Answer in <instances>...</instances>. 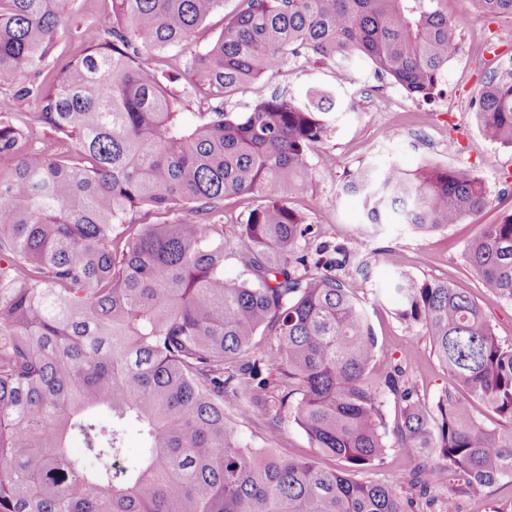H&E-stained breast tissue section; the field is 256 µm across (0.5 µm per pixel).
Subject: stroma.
I'll return each mask as SVG.
<instances>
[{
    "label": "stroma",
    "mask_w": 512,
    "mask_h": 512,
    "mask_svg": "<svg viewBox=\"0 0 512 512\" xmlns=\"http://www.w3.org/2000/svg\"><path fill=\"white\" fill-rule=\"evenodd\" d=\"M440 10L461 24L460 50L428 99L409 95L390 77L377 73L360 59L321 62L310 67L288 63L228 98L224 109L242 112L256 100L287 92L304 98L308 89L325 91L335 106L325 116L326 137L308 156L310 186L297 207L317 224L326 238L351 245L367 237L369 266L365 298L369 323L377 339L375 370L407 362L410 377L429 402H437L448 384V373L419 329L398 322V307L388 286L404 271L419 280L448 279L468 292L504 336H512V303L488 295L466 260L468 241L512 213V183L503 173L512 167V147L486 139L476 118L478 92L497 67L474 56L479 39L512 40V18L484 17L471 0H440ZM398 95L396 128L386 129L381 115L367 109L366 101H386ZM427 164H453L470 168L482 181L488 208L464 223L422 233L405 224H369L360 197L346 194L343 185L363 170L397 166L413 171ZM280 422L277 436L267 424L254 420L240 424L239 433L254 447L277 449L288 458L315 453L307 436L291 416L290 407L273 406Z\"/></svg>",
    "instance_id": "1"
}]
</instances>
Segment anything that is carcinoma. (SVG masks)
Returning <instances> with one entry per match:
<instances>
[{
    "label": "carcinoma",
    "mask_w": 512,
    "mask_h": 512,
    "mask_svg": "<svg viewBox=\"0 0 512 512\" xmlns=\"http://www.w3.org/2000/svg\"><path fill=\"white\" fill-rule=\"evenodd\" d=\"M67 2L0 0V88L13 89L0 98V512H409L401 485L420 512H461L512 485V336L466 291L394 279L396 319L448 371L436 406L398 364L370 382L367 269L350 271L365 250L323 238L294 205L328 96L273 94L191 123L185 91L142 63L182 51L190 88L224 98L293 58H359L427 99L460 41L439 0H239L217 36L224 0H112V24L77 22L81 54L57 61ZM472 3L512 16V0ZM26 98L36 111H15ZM477 119L512 147V77L483 82ZM344 190L369 223L421 231L488 205L457 165L390 166ZM242 196L256 204L229 214ZM228 254L247 278L224 279ZM466 257L512 302V214ZM270 374L279 404L299 396L294 421L318 453L367 471L409 448L414 465L384 484L251 447L226 409L274 432ZM476 404L502 423L477 422ZM132 433L140 455L118 466Z\"/></svg>",
    "instance_id": "cac0c4a2"
}]
</instances>
